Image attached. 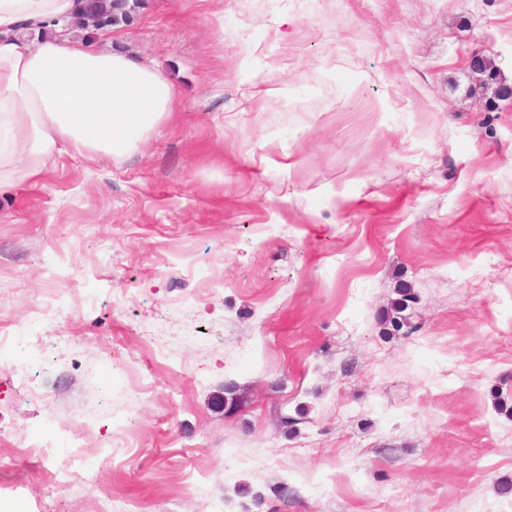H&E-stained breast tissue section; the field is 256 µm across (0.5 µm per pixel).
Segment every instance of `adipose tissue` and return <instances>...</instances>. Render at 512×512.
Returning a JSON list of instances; mask_svg holds the SVG:
<instances>
[{
	"instance_id": "adipose-tissue-1",
	"label": "adipose tissue",
	"mask_w": 512,
	"mask_h": 512,
	"mask_svg": "<svg viewBox=\"0 0 512 512\" xmlns=\"http://www.w3.org/2000/svg\"><path fill=\"white\" fill-rule=\"evenodd\" d=\"M77 0H0V190L71 150L121 156L168 119L156 68L58 34Z\"/></svg>"
}]
</instances>
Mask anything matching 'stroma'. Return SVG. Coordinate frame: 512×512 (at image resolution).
Wrapping results in <instances>:
<instances>
[{"mask_svg": "<svg viewBox=\"0 0 512 512\" xmlns=\"http://www.w3.org/2000/svg\"><path fill=\"white\" fill-rule=\"evenodd\" d=\"M68 37L177 97L0 192V323L78 304L0 357V512H512V98L469 68L512 86V0H146ZM49 415L87 467L27 451ZM470 68L480 87L489 88L497 83V69L490 62V58L481 52H474L470 58Z\"/></svg>", "mask_w": 512, "mask_h": 512, "instance_id": "1", "label": "stroma"}]
</instances>
